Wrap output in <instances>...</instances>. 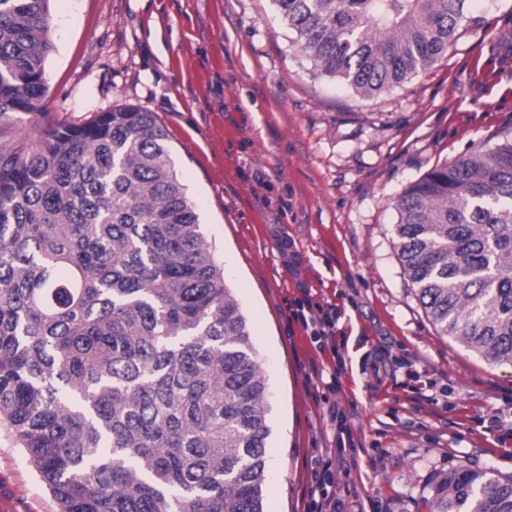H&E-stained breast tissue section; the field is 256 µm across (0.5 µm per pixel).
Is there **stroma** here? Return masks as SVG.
<instances>
[{"label":"stroma","mask_w":512,"mask_h":512,"mask_svg":"<svg viewBox=\"0 0 512 512\" xmlns=\"http://www.w3.org/2000/svg\"><path fill=\"white\" fill-rule=\"evenodd\" d=\"M51 40L46 120L136 105L167 131L266 379L264 512H307L340 426L349 512H426L459 466L512 476V365L437 333L394 233L411 183L512 137V0H469L447 54L374 99L318 75L272 0H52ZM299 301L335 308L333 342ZM0 512H57L1 426Z\"/></svg>","instance_id":"35a3bbf8"}]
</instances>
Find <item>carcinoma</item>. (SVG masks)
<instances>
[{"mask_svg": "<svg viewBox=\"0 0 512 512\" xmlns=\"http://www.w3.org/2000/svg\"><path fill=\"white\" fill-rule=\"evenodd\" d=\"M51 0H0V423L58 512H264L267 386L154 113L36 136ZM300 53L364 98L448 51L469 0H273ZM402 269L443 336L512 365V138L395 201ZM429 512H512L451 470Z\"/></svg>", "mask_w": 512, "mask_h": 512, "instance_id": "carcinoma-1", "label": "carcinoma"}]
</instances>
